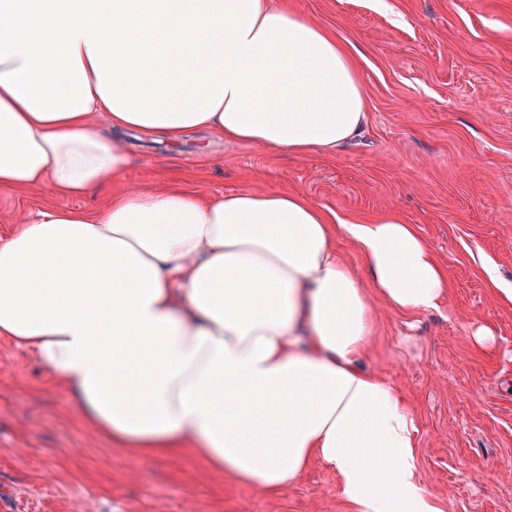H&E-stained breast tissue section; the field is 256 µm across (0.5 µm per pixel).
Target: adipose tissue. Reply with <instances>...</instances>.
Here are the masks:
<instances>
[{
  "instance_id": "ef3b65f1",
  "label": "adipose tissue",
  "mask_w": 512,
  "mask_h": 512,
  "mask_svg": "<svg viewBox=\"0 0 512 512\" xmlns=\"http://www.w3.org/2000/svg\"><path fill=\"white\" fill-rule=\"evenodd\" d=\"M366 122L350 52L271 0H0V187L115 186L91 211L19 214L0 241V337L141 457L189 452L271 495L318 463L352 512H441L409 403L359 365L373 297L414 313L448 296L416 225L294 192L120 186L124 131L305 154Z\"/></svg>"
}]
</instances>
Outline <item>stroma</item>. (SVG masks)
<instances>
[{
    "label": "stroma",
    "instance_id": "35a3bbf8",
    "mask_svg": "<svg viewBox=\"0 0 512 512\" xmlns=\"http://www.w3.org/2000/svg\"><path fill=\"white\" fill-rule=\"evenodd\" d=\"M355 56L367 124L335 151L294 155L206 133L136 140L125 183L209 194L302 193L340 217L397 210L448 271L439 309L373 298L364 368L414 411L425 490L442 512H512V0H288ZM43 191L0 188V239ZM493 339L478 345L476 328ZM0 512H351L313 465L272 496L190 455L145 459L85 424L69 390L0 340Z\"/></svg>",
    "mask_w": 512,
    "mask_h": 512
}]
</instances>
